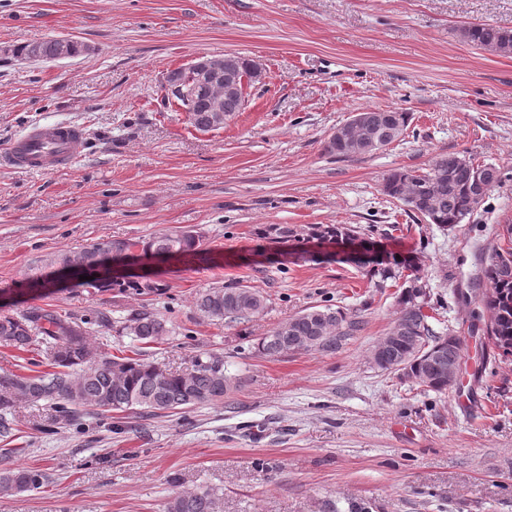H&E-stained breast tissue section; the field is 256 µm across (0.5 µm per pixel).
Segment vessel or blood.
Returning <instances> with one entry per match:
<instances>
[{
	"label": "vessel or blood",
	"instance_id": "1",
	"mask_svg": "<svg viewBox=\"0 0 512 512\" xmlns=\"http://www.w3.org/2000/svg\"><path fill=\"white\" fill-rule=\"evenodd\" d=\"M84 133L76 126L55 124L37 127L5 149L8 163L16 169L56 172L72 168L82 157Z\"/></svg>",
	"mask_w": 512,
	"mask_h": 512
}]
</instances>
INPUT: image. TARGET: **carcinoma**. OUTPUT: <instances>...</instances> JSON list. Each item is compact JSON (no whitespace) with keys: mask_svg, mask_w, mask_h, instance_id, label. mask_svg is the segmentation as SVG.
Segmentation results:
<instances>
[{"mask_svg":"<svg viewBox=\"0 0 512 512\" xmlns=\"http://www.w3.org/2000/svg\"><path fill=\"white\" fill-rule=\"evenodd\" d=\"M462 38L472 46L497 55H512V30L489 23H473L461 30ZM213 89L199 87L188 111V120L199 130H217L211 112ZM366 128L381 138V147L397 141L407 130L409 113L400 109H372L364 113ZM484 182L485 192L502 183V172L495 166L477 164L459 153L437 155L426 171L397 168L382 183L383 193L409 204L413 196L425 197L426 207L417 215L433 224L452 227L473 214L469 192L476 180ZM357 230L345 224H314L308 237L318 240L350 239ZM139 248L144 253L168 254L190 263L207 262L209 254L199 249V235L193 231L165 233L146 241L114 240L112 248L94 243L76 255H62L59 265L67 267L68 278L31 279L29 290L46 293L60 284L72 290L98 294L112 290L136 294L159 293L154 280H114L104 275L107 266L123 261ZM366 275L375 287L387 281L403 280L399 297V316L393 326L401 337L392 349L394 361L404 363L403 378L427 391L445 393L456 384L449 378L451 367H462V341L451 332L437 333L431 325L430 294L415 276L403 274L399 263L364 261ZM491 284L483 294L482 305L492 316L481 328L482 335L505 356L512 357V248L497 247L481 270ZM88 279L81 280L79 276ZM199 313L227 324L252 321L266 307V299L253 288L217 286L199 293ZM111 322L100 314L95 321L32 306L20 315H0V344L20 351L36 350L42 363L52 368L35 376L0 374V420L13 415L17 402L43 401L56 412L59 423H69L80 408L91 405L102 412H135L158 415L170 410L190 409L204 403L221 402L238 383L224 371V362L198 357L191 370L179 373L160 369L143 358L107 357L90 342L91 326ZM363 326L355 314L329 306L312 307L255 339L262 355L278 357L293 352L334 353ZM127 333L143 344L157 343L174 328L159 313L135 310L125 320ZM47 477L29 467L0 469V488L16 494L40 489ZM167 512H221L218 498L207 488L178 494L168 502Z\"/></svg>","mask_w":512,"mask_h":512,"instance_id":"1","label":"carcinoma"}]
</instances>
